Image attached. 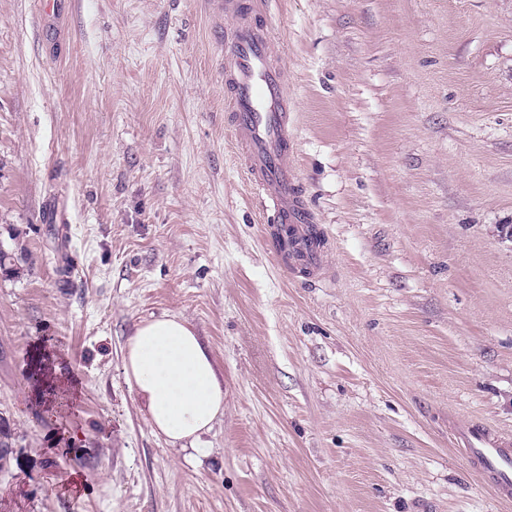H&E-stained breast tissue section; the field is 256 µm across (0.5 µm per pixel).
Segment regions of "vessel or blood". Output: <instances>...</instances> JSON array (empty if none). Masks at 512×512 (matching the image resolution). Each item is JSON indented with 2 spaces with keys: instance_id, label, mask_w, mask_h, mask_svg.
Returning a JSON list of instances; mask_svg holds the SVG:
<instances>
[{
  "instance_id": "1",
  "label": "vessel or blood",
  "mask_w": 512,
  "mask_h": 512,
  "mask_svg": "<svg viewBox=\"0 0 512 512\" xmlns=\"http://www.w3.org/2000/svg\"><path fill=\"white\" fill-rule=\"evenodd\" d=\"M262 0H226L234 23L224 30V110L240 150V163L273 221L293 230L288 267L317 270L322 251L311 242L312 218L288 166L293 136L282 65L273 56V37L255 19ZM474 462L493 474L501 492L512 491V438L475 423L460 431Z\"/></svg>"
}]
</instances>
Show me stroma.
<instances>
[{
    "label": "stroma",
    "mask_w": 512,
    "mask_h": 512,
    "mask_svg": "<svg viewBox=\"0 0 512 512\" xmlns=\"http://www.w3.org/2000/svg\"><path fill=\"white\" fill-rule=\"evenodd\" d=\"M216 4L0 0V512H512L457 436L512 435V0H268L318 278L239 165ZM166 311L224 383L199 458L122 371ZM43 363L36 364V375L34 376V385L31 389L32 399L37 402H44L47 398L49 403L54 401L68 400L74 401L73 388L76 382L67 374L63 365L55 361V358L48 353L44 358L40 357ZM41 369L38 371V369Z\"/></svg>",
    "instance_id": "1"
}]
</instances>
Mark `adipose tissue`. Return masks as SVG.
<instances>
[{
    "instance_id": "obj_1",
    "label": "adipose tissue",
    "mask_w": 512,
    "mask_h": 512,
    "mask_svg": "<svg viewBox=\"0 0 512 512\" xmlns=\"http://www.w3.org/2000/svg\"><path fill=\"white\" fill-rule=\"evenodd\" d=\"M125 378L155 435L200 452L202 435L224 417V385L195 328L174 312L136 324L123 356ZM74 380L44 356L31 389L34 401L73 400Z\"/></svg>"
}]
</instances>
